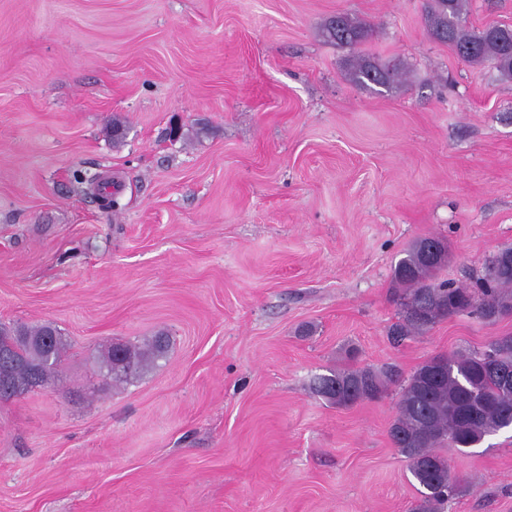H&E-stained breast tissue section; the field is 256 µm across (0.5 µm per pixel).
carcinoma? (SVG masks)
<instances>
[{
  "label": "carcinoma",
  "mask_w": 512,
  "mask_h": 512,
  "mask_svg": "<svg viewBox=\"0 0 512 512\" xmlns=\"http://www.w3.org/2000/svg\"><path fill=\"white\" fill-rule=\"evenodd\" d=\"M467 4L468 0H431L426 14L430 37L450 47L461 60L489 63L502 77L512 79V27L468 28L463 19ZM342 23L338 29L336 19H329L322 29L324 38L347 47L369 38L370 29L362 22L346 15ZM404 76L397 64L374 63L363 57L354 60L349 72L356 83L386 88ZM429 242L441 246L440 257L433 259L426 252ZM448 258L446 238L430 236L415 240L396 263L392 286L402 319L390 328L393 342L417 336L445 318L468 313L488 323L493 311L512 309V246L500 249L489 261L487 272L472 285L438 281L437 274ZM0 347L7 355V362L0 364L7 385L0 391V400H9L54 383L65 341L50 323L0 325ZM168 347V337L157 334L137 345L114 343L100 360L108 370L116 362L123 363L111 378L128 382L166 358ZM435 359L436 365L425 361L402 382L391 367L332 370L314 381L315 393L343 406L357 403L362 395L379 400L390 385L400 383L389 437L420 486L412 512H442L462 491L459 478H448L443 449L462 452L512 427V386H503L499 375L502 368H512L511 335L491 340L482 351H456Z\"/></svg>",
  "instance_id": "obj_1"
}]
</instances>
